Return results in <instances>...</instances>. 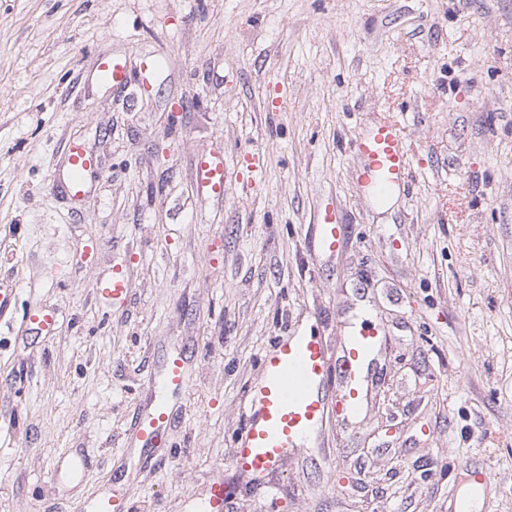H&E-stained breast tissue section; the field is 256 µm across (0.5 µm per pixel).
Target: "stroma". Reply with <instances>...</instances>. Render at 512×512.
<instances>
[{"label": "stroma", "instance_id": "stroma-1", "mask_svg": "<svg viewBox=\"0 0 512 512\" xmlns=\"http://www.w3.org/2000/svg\"><path fill=\"white\" fill-rule=\"evenodd\" d=\"M388 116L412 176L381 202L352 146ZM73 143L96 161L77 199L50 188ZM212 155L221 198L195 179ZM328 211L342 235L315 261ZM0 295V512H199L218 471L224 512H448L464 463L491 468L481 512H512V0H0ZM365 310L383 342L362 413L239 474L276 337L316 326L334 362ZM176 352L189 378L140 454L129 431ZM74 448L87 464L59 485Z\"/></svg>", "mask_w": 512, "mask_h": 512}]
</instances>
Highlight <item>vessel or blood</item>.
I'll return each mask as SVG.
<instances>
[{
  "label": "vessel or blood",
  "mask_w": 512,
  "mask_h": 512,
  "mask_svg": "<svg viewBox=\"0 0 512 512\" xmlns=\"http://www.w3.org/2000/svg\"><path fill=\"white\" fill-rule=\"evenodd\" d=\"M359 163V177L377 196L383 197L409 179L411 145L398 121H386L358 140L352 149ZM68 189L80 195L86 176L94 168L91 156L79 145H71L67 156ZM202 195L224 194V163L206 159L196 168ZM341 228L332 215H324L315 227L314 250L330 255L336 250ZM378 329L364 324L357 334L346 337L336 369L327 365L326 342L315 334L277 337L262 358V372L248 391L243 405L244 429L232 457L241 473L253 475L276 468L297 450L320 437L333 414L354 417L364 408L368 369L379 344ZM186 384L184 363L169 359L152 411L140 416L131 431L137 445L152 448L163 438L170 418L167 398ZM203 512H224L227 497L224 477L215 474L208 484Z\"/></svg>",
  "instance_id": "b4317fda"
}]
</instances>
